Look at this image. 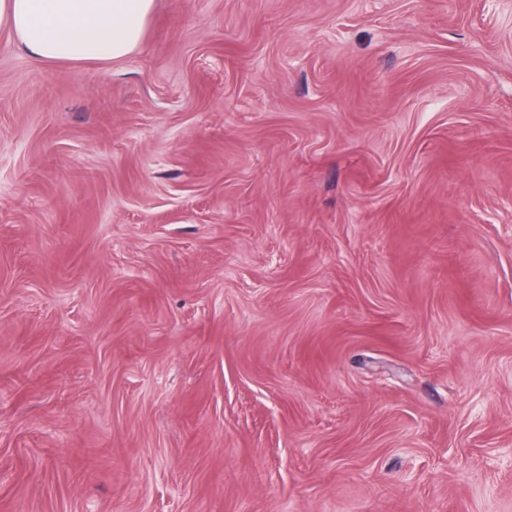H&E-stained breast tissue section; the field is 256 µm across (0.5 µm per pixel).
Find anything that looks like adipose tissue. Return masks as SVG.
I'll return each instance as SVG.
<instances>
[{
    "instance_id": "obj_1",
    "label": "adipose tissue",
    "mask_w": 512,
    "mask_h": 512,
    "mask_svg": "<svg viewBox=\"0 0 512 512\" xmlns=\"http://www.w3.org/2000/svg\"><path fill=\"white\" fill-rule=\"evenodd\" d=\"M155 0H0V29L44 63L120 61L141 45Z\"/></svg>"
}]
</instances>
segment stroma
Listing matches in <instances>:
<instances>
[{
	"label": "stroma",
	"mask_w": 512,
	"mask_h": 512,
	"mask_svg": "<svg viewBox=\"0 0 512 512\" xmlns=\"http://www.w3.org/2000/svg\"><path fill=\"white\" fill-rule=\"evenodd\" d=\"M0 512H512V0L1 32Z\"/></svg>",
	"instance_id": "stroma-1"
}]
</instances>
